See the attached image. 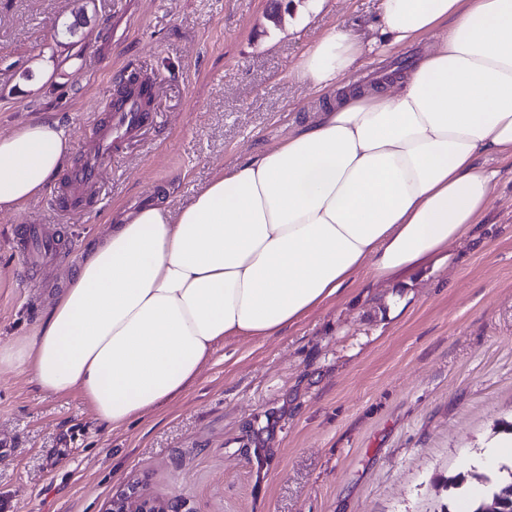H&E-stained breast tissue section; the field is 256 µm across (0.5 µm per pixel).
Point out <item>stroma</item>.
I'll return each mask as SVG.
<instances>
[{"label": "stroma", "mask_w": 512, "mask_h": 512, "mask_svg": "<svg viewBox=\"0 0 512 512\" xmlns=\"http://www.w3.org/2000/svg\"><path fill=\"white\" fill-rule=\"evenodd\" d=\"M0 0V135L59 119L80 162L96 106L126 61L156 80L155 116L78 215L47 189L0 212V346L34 335L115 213L165 190L178 209L225 167L276 145L328 96L297 82L333 26L368 37L379 0ZM436 40L371 53L349 75L382 86ZM52 68L55 80L36 74ZM481 224L447 254L308 312L275 336L228 339L178 397L111 429L80 390L0 371V500L7 512H106L138 486L189 512H456L448 477L482 471L512 435V160ZM17 224L57 230L65 258L36 279Z\"/></svg>", "instance_id": "35a3bbf8"}]
</instances>
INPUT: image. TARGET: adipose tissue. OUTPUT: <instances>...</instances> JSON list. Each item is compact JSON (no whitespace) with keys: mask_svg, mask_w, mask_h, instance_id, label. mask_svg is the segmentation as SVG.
<instances>
[{"mask_svg":"<svg viewBox=\"0 0 512 512\" xmlns=\"http://www.w3.org/2000/svg\"><path fill=\"white\" fill-rule=\"evenodd\" d=\"M373 40L332 28L296 76L337 95L277 145L216 175L177 214L116 217L35 335L0 369L77 389L119 429L180 395L228 337L264 339L445 252L485 214L512 159V0H381ZM439 38L386 87L344 78L376 44ZM71 153L58 119L0 137V211H19Z\"/></svg>","mask_w":512,"mask_h":512,"instance_id":"1","label":"adipose tissue"}]
</instances>
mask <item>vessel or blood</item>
I'll use <instances>...</instances> for the list:
<instances>
[{
    "label": "vessel or blood",
    "mask_w": 512,
    "mask_h": 512,
    "mask_svg": "<svg viewBox=\"0 0 512 512\" xmlns=\"http://www.w3.org/2000/svg\"><path fill=\"white\" fill-rule=\"evenodd\" d=\"M153 93L151 82L140 79L138 70H131L115 94L100 104L106 112V124L90 122L86 128L88 147L83 162L68 169L57 203L66 213L80 212L89 207L86 197L95 188L104 165L113 156L114 145L122 140L139 139L150 120L143 104ZM60 238L56 232L40 224H20L15 228L14 247L26 259L47 266L59 255Z\"/></svg>",
    "instance_id": "b4317fda"
}]
</instances>
